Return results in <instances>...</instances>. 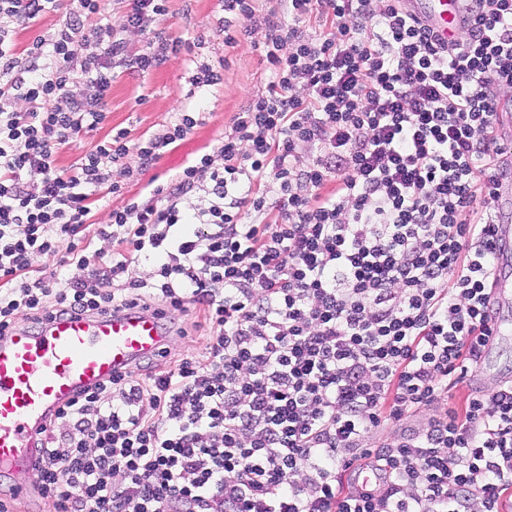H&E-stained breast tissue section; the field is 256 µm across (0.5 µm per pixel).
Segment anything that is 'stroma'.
Masks as SVG:
<instances>
[{"label":"stroma","mask_w":512,"mask_h":512,"mask_svg":"<svg viewBox=\"0 0 512 512\" xmlns=\"http://www.w3.org/2000/svg\"><path fill=\"white\" fill-rule=\"evenodd\" d=\"M166 7L163 28L185 35L188 46L143 76L122 67L115 69L106 99V121L94 130L81 131L72 143L62 147L57 165L65 173H72L82 158L94 152L115 128L126 129L135 142L161 134L173 113L181 108L198 113L199 123L183 140L165 148L146 171L126 173L110 159H102L101 168L122 183L124 191L96 201L89 215L90 223H108L110 212L121 207L127 197L149 195L154 187L175 177L197 156L217 155L224 133L246 95L265 88L268 64L258 48L264 39L263 30H255L251 38L228 47L224 44V13L219 0H167ZM196 59L221 70L224 80L188 100L184 94Z\"/></svg>","instance_id":"obj_1"}]
</instances>
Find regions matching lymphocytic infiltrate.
Masks as SVG:
<instances>
[{"instance_id":"lymphocytic-infiltrate-1","label":"lymphocytic infiltrate","mask_w":512,"mask_h":512,"mask_svg":"<svg viewBox=\"0 0 512 512\" xmlns=\"http://www.w3.org/2000/svg\"><path fill=\"white\" fill-rule=\"evenodd\" d=\"M165 2L132 0L89 30L102 0H72L21 61L13 32L59 0H0V335L128 304L199 306L210 328L207 363L146 360L59 410L36 471L49 512H501L512 380L449 402L491 331L512 0H465L446 44L400 0H275L262 16L223 0L225 44L265 30V91L234 115L223 165L202 155L128 199L100 230L116 250L91 251L92 197L123 190L101 160L146 168L198 123L179 112L137 143L118 129L77 174L57 165L104 122L114 68L181 52L159 27ZM131 31L147 37L132 57ZM197 190L206 203L185 212ZM146 256L151 282L113 287ZM53 257L60 271L38 274ZM363 468L381 482L345 485Z\"/></svg>"}]
</instances>
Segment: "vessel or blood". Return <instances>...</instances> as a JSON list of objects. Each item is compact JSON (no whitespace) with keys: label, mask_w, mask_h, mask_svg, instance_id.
I'll return each instance as SVG.
<instances>
[{"label":"vessel or blood","mask_w":512,"mask_h":512,"mask_svg":"<svg viewBox=\"0 0 512 512\" xmlns=\"http://www.w3.org/2000/svg\"><path fill=\"white\" fill-rule=\"evenodd\" d=\"M410 14L441 41L465 26L461 0H403ZM495 279L491 292L494 331L487 353L512 334V192L496 201ZM173 340L161 314L138 308L94 316H64L42 330L16 328L0 340V480L15 497L31 493L16 474L36 470L41 436L57 412L80 393L132 371L168 350Z\"/></svg>","instance_id":"obj_1"}]
</instances>
